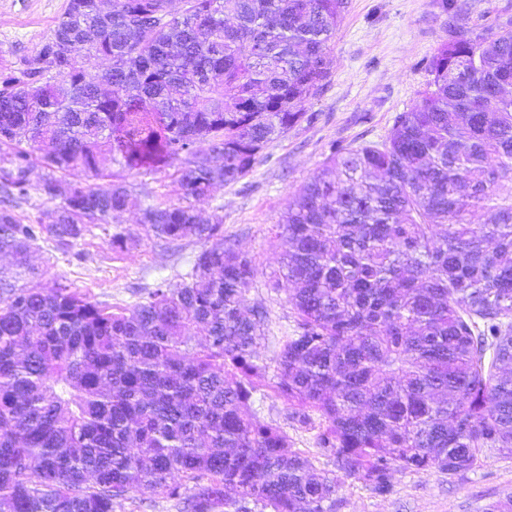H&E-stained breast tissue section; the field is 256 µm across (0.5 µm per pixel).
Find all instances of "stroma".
<instances>
[{
  "instance_id": "obj_1",
  "label": "stroma",
  "mask_w": 512,
  "mask_h": 512,
  "mask_svg": "<svg viewBox=\"0 0 512 512\" xmlns=\"http://www.w3.org/2000/svg\"><path fill=\"white\" fill-rule=\"evenodd\" d=\"M456 2L455 9L447 10L442 0H346L331 44L332 78L307 103L308 120L268 143L249 174L218 188L202 203L204 214L220 212L225 240L254 261L257 273L245 305L268 311L264 357L280 349L293 321L284 296L270 294L264 286L285 249L276 225L293 192L320 167L331 144L356 146L386 137L396 117L413 105L428 82L427 62L451 31L486 36L499 20L512 17V0ZM66 5L67 0H0V64L23 70ZM45 175L44 168L34 167L28 196L16 204L23 223L49 222L57 206L39 189ZM127 182L135 198L165 204L181 200L173 170L133 175ZM116 233L124 234L125 250L113 248ZM202 248L196 240L172 245L148 236L132 205L69 247L47 238L37 241L31 262L40 270L39 278L15 276L4 258L0 275L18 287L63 283L114 307L130 308L158 283H178L182 269ZM252 406L261 420L285 431L294 448L317 468L332 469V461L316 445L314 431L294 423L287 402L273 387H261ZM392 481L393 491L385 498L361 483L345 484L338 512H486L491 503L512 495V457L490 456L461 478L438 471L397 472Z\"/></svg>"
}]
</instances>
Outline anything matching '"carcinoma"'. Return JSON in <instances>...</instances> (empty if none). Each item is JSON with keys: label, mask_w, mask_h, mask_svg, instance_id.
<instances>
[{"label": "carcinoma", "mask_w": 512, "mask_h": 512, "mask_svg": "<svg viewBox=\"0 0 512 512\" xmlns=\"http://www.w3.org/2000/svg\"><path fill=\"white\" fill-rule=\"evenodd\" d=\"M344 8L112 0L107 18L68 0L26 68L0 73V251L18 270L35 274L39 239L68 246L127 209L108 160L175 168L182 202L141 204V223L208 243L128 311L0 283V512H115L133 493L182 512H336L347 480L385 497L398 469L462 476L512 455V18L442 43L385 139L331 145L295 191L264 282L294 326L269 360L267 310L244 309L253 260L197 208L306 117ZM35 164L62 197L49 224L14 213ZM271 369L335 469L252 409Z\"/></svg>", "instance_id": "obj_1"}]
</instances>
